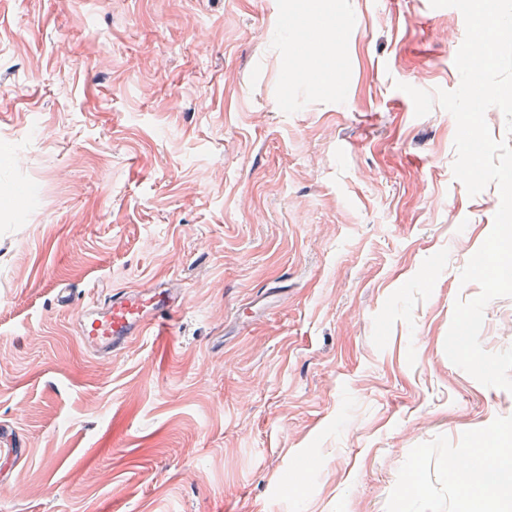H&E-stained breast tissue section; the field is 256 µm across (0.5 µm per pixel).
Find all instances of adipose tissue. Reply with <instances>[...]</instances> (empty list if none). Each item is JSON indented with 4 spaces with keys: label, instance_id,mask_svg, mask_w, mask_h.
<instances>
[{
    "label": "adipose tissue",
    "instance_id": "1",
    "mask_svg": "<svg viewBox=\"0 0 512 512\" xmlns=\"http://www.w3.org/2000/svg\"><path fill=\"white\" fill-rule=\"evenodd\" d=\"M489 468L468 467L466 460H453L449 472L459 480L462 492L479 490L481 495L497 503L500 512H512V450L487 448Z\"/></svg>",
    "mask_w": 512,
    "mask_h": 512
}]
</instances>
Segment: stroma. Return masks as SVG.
<instances>
[{"instance_id": "35a3bbf8", "label": "stroma", "mask_w": 512, "mask_h": 512, "mask_svg": "<svg viewBox=\"0 0 512 512\" xmlns=\"http://www.w3.org/2000/svg\"><path fill=\"white\" fill-rule=\"evenodd\" d=\"M464 36L430 0H0V512H458L449 461L512 443L444 350L500 196L399 86L456 90ZM169 280L163 336L84 350L92 297Z\"/></svg>"}]
</instances>
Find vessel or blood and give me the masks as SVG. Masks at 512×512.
I'll use <instances>...</instances> for the list:
<instances>
[{"label":"vessel or blood","instance_id":"b4317fda","mask_svg":"<svg viewBox=\"0 0 512 512\" xmlns=\"http://www.w3.org/2000/svg\"><path fill=\"white\" fill-rule=\"evenodd\" d=\"M181 304V291L175 287L159 290L147 285L116 292L83 308L76 334L84 348L109 357L121 351L131 338L163 328Z\"/></svg>","mask_w":512,"mask_h":512}]
</instances>
